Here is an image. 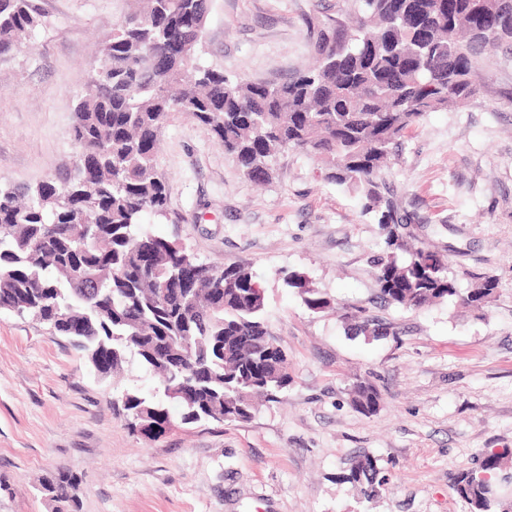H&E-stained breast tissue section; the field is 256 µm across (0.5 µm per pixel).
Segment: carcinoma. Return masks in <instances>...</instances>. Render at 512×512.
<instances>
[{
  "instance_id": "1",
  "label": "carcinoma",
  "mask_w": 512,
  "mask_h": 512,
  "mask_svg": "<svg viewBox=\"0 0 512 512\" xmlns=\"http://www.w3.org/2000/svg\"><path fill=\"white\" fill-rule=\"evenodd\" d=\"M208 8L209 0H136L78 95L69 173L23 189L0 185V309L78 337L92 365L109 355L104 377L127 354L137 356L160 386L149 395L126 391L121 402L131 428L154 422L140 430L150 440L169 428L174 407L184 423L245 422L256 399H275L291 382L251 273L203 263L142 224L167 208L155 154L173 112L208 127L257 184L270 182L273 157L292 149L315 157L326 179L362 192L391 248L375 260L384 302L417 309L451 299L479 307L498 288L486 276L464 292L445 256L407 249L403 221L378 180L392 146L427 113L481 93L482 51L512 50V0H354L352 29L334 17L310 18L316 64L279 84L231 81L194 62ZM39 25L33 0H0V56ZM183 264L201 272L191 294L175 282ZM286 283L309 310L329 307L301 277ZM351 402L372 415L380 395L360 382ZM506 455L489 454L479 468L455 475L453 489L468 512H500ZM344 479L367 482L369 497L385 481L370 458ZM77 483L57 474L43 478L41 489L63 505L55 512H79Z\"/></svg>"
}]
</instances>
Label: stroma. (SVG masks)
I'll list each match as a JSON object with an SVG mask.
<instances>
[{
  "mask_svg": "<svg viewBox=\"0 0 512 512\" xmlns=\"http://www.w3.org/2000/svg\"><path fill=\"white\" fill-rule=\"evenodd\" d=\"M35 3L41 25L0 59V183L14 186L71 169L76 97L131 0ZM345 3L210 0L195 56L233 81L288 80L314 63L308 18L347 19ZM479 69L484 93L428 113L382 179L411 218L404 241L447 257L461 287L497 278L487 306L385 304L374 261L386 232L362 194L293 150L256 185L208 128L173 113L155 157L168 207L147 228L253 274L293 381L247 422L150 440L117 403L158 386L137 357L101 378L69 338L0 310V512H53L38 480L58 473L77 477L79 512H465L454 474L512 452V56L486 53ZM294 273L329 308L308 310L285 282ZM364 318L386 336L348 334ZM359 381L380 394L373 415L350 403ZM366 457L387 477L370 499L342 479Z\"/></svg>",
  "mask_w": 512,
  "mask_h": 512,
  "instance_id": "obj_1",
  "label": "stroma"
}]
</instances>
